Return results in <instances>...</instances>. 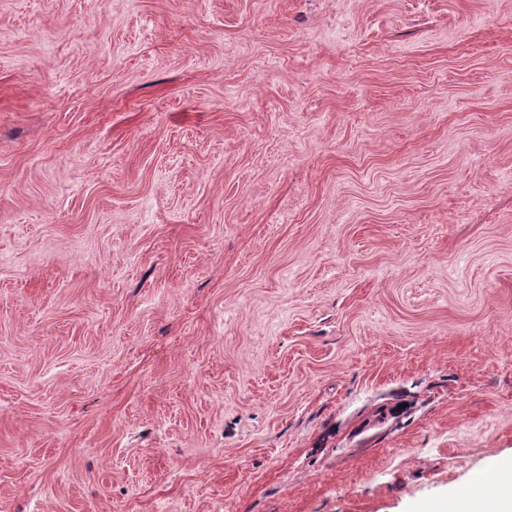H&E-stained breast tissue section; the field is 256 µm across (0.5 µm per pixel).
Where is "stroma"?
I'll list each match as a JSON object with an SVG mask.
<instances>
[{"instance_id":"stroma-1","label":"stroma","mask_w":512,"mask_h":512,"mask_svg":"<svg viewBox=\"0 0 512 512\" xmlns=\"http://www.w3.org/2000/svg\"><path fill=\"white\" fill-rule=\"evenodd\" d=\"M512 461V0H0V512H452Z\"/></svg>"}]
</instances>
